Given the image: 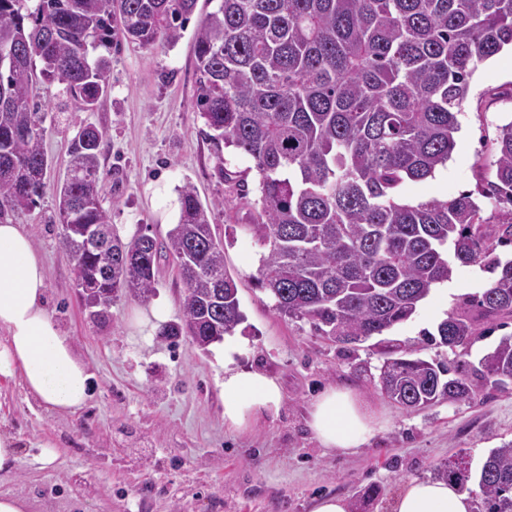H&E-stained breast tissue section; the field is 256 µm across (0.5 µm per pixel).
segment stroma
Masks as SVG:
<instances>
[{
    "instance_id": "obj_1",
    "label": "stroma",
    "mask_w": 512,
    "mask_h": 512,
    "mask_svg": "<svg viewBox=\"0 0 512 512\" xmlns=\"http://www.w3.org/2000/svg\"><path fill=\"white\" fill-rule=\"evenodd\" d=\"M212 9L211 0H198L173 48L123 39L113 45L111 89L95 111L65 102L58 86L38 91L53 166L37 206L12 219L44 260L47 308L89 366L93 393L82 410L60 416L29 401L20 378L0 379V433L18 442L14 468L0 472V494L29 498L36 512H311L317 499L332 495L345 498L350 512H393L410 480L433 477L461 452L479 470L493 448L512 441V382L487 385L467 401L402 409L381 392L380 362L367 345L345 349L316 336L308 322L281 317L255 286L263 247L245 226L258 209V175L240 152L215 151L194 110L193 33ZM457 121L451 158L432 177L405 182L400 200L449 199L494 180L499 129L512 122L511 49L478 65ZM87 124L105 135L100 176L121 237H165L178 219L176 188L184 183L210 205L246 317L234 334L237 364L281 383L278 415L245 431L225 426L220 343L203 350L186 336H160L162 324L182 317L185 286L171 259L160 263L151 303L122 296L107 322L90 317L59 246L54 189L71 139ZM220 165L244 173L246 192L219 178ZM155 304L163 319L151 318ZM443 318L423 302L387 337L415 356L454 360L448 348L422 340ZM331 386L356 389L384 422L356 452H326L307 426L311 403ZM43 444L52 446L51 460L41 458Z\"/></svg>"
}]
</instances>
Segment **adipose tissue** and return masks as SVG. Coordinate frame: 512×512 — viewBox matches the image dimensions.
Wrapping results in <instances>:
<instances>
[{
	"instance_id": "1",
	"label": "adipose tissue",
	"mask_w": 512,
	"mask_h": 512,
	"mask_svg": "<svg viewBox=\"0 0 512 512\" xmlns=\"http://www.w3.org/2000/svg\"><path fill=\"white\" fill-rule=\"evenodd\" d=\"M42 258L21 225L0 223V378L20 377L27 395L58 415L79 411L92 395V375L76 346L49 314ZM237 348L225 344L224 423L248 428L278 414L282 388L267 374L235 366ZM379 421L350 387L325 389L311 404L308 426L322 448L351 452L374 435ZM473 501L442 479H414L394 512H472Z\"/></svg>"
}]
</instances>
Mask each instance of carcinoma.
Listing matches in <instances>:
<instances>
[{"instance_id":"cac0c4a2","label":"carcinoma","mask_w":512,"mask_h":512,"mask_svg":"<svg viewBox=\"0 0 512 512\" xmlns=\"http://www.w3.org/2000/svg\"><path fill=\"white\" fill-rule=\"evenodd\" d=\"M0 0V222L31 211L50 165L39 85L90 112L111 89L114 41L176 44L198 0ZM512 45V0H216L194 35L195 109L217 146L247 155L259 175L260 209L245 225L264 247L255 285L284 317L319 336L356 345L376 336L379 384L404 408L473 398L512 382V334L476 364L413 357L382 338L411 319L454 265L496 274L423 342L450 350L477 336L474 317L512 319V122L496 142V180L478 189L499 212L484 216L473 193L416 205L397 195L424 180L455 147L456 113L478 64ZM104 134L88 125L71 142L56 187L66 225L59 238L83 293L102 303L154 295L162 256L194 269L182 321L161 335L202 349L233 334L245 316L196 189H178L180 215L162 241H123L103 206ZM110 232L90 249L84 231ZM436 475L465 488L474 512H512V441L491 451L477 476L459 457Z\"/></svg>"}]
</instances>
